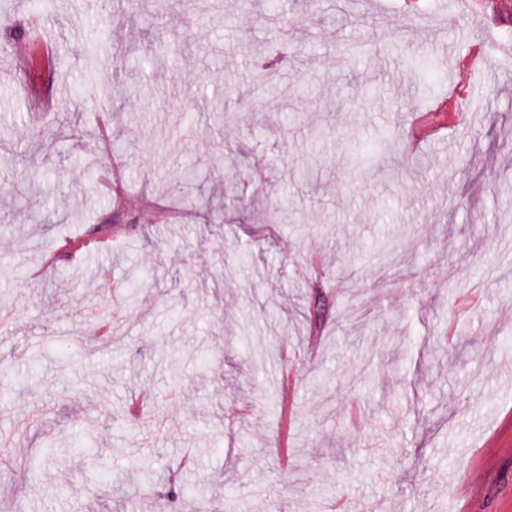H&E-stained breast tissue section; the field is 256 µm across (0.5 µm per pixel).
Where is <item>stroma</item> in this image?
I'll use <instances>...</instances> for the list:
<instances>
[{
	"mask_svg": "<svg viewBox=\"0 0 512 512\" xmlns=\"http://www.w3.org/2000/svg\"><path fill=\"white\" fill-rule=\"evenodd\" d=\"M286 2L0 0V512H512V15Z\"/></svg>",
	"mask_w": 512,
	"mask_h": 512,
	"instance_id": "35a3bbf8",
	"label": "stroma"
}]
</instances>
